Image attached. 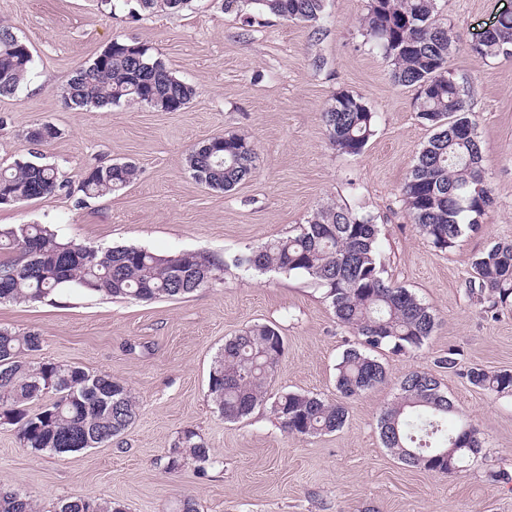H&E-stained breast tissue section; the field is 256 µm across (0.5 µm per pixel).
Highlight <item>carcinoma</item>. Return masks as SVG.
Instances as JSON below:
<instances>
[{
	"instance_id": "cac0c4a2",
	"label": "carcinoma",
	"mask_w": 512,
	"mask_h": 512,
	"mask_svg": "<svg viewBox=\"0 0 512 512\" xmlns=\"http://www.w3.org/2000/svg\"><path fill=\"white\" fill-rule=\"evenodd\" d=\"M145 12L181 10L189 0H137ZM326 0H224V10L252 8L245 23L274 16L315 22ZM437 0H367L362 35L391 62L394 84L417 90L419 117L435 133L420 152L402 187V196L418 231L440 250L453 249L465 231L479 228L492 205L484 182L478 119L464 87L451 68L456 36L438 18ZM480 59L512 55V14L470 45ZM32 65L28 45L8 25H0V96L14 94ZM196 89L177 77L151 48L136 39L114 40L107 50L76 68L64 92L73 110L145 104L159 112H177ZM330 145L339 153L360 154L373 135L376 113L362 97L338 92L322 112ZM60 132L50 124L27 133L36 145ZM251 141L238 134L201 142L188 158L193 178L210 189L230 191L255 169ZM131 162L98 165L85 174L88 197L119 192L137 179ZM58 170L20 158L0 169V205L44 198L63 189ZM17 258L0 262V303H35L78 290L112 299L185 298L220 279L230 265L257 271L299 274L317 281L337 321L358 337L338 363L334 402L317 395L285 392L270 411L291 436L332 433L348 418V401L387 379L382 363L371 355L386 348L393 354L421 349L432 335L436 317L431 307L385 276L379 259V230L373 215L341 205L322 207L293 233L219 263L201 252L162 255L137 247H87L64 241L41 224L0 228V250ZM470 292L492 305L512 297V242L489 245L471 262ZM42 336L0 328V424L14 428L21 447L62 455L112 442L138 415L126 384L110 374L93 373L75 364H31ZM284 352L279 328L255 324L225 340L209 374V395L226 420L249 416L266 399V386ZM472 385L501 394L512 393V372L472 368ZM400 393L380 417L383 445L411 467L450 474V467L478 460L483 442L464 414L448 428L456 409L436 377L413 371L399 383ZM213 462L211 448L192 428L180 431L164 472L190 466L199 471ZM0 512H37L30 496L0 486ZM58 512H124L111 500L73 496Z\"/></svg>"
}]
</instances>
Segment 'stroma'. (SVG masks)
<instances>
[{
	"label": "stroma",
	"mask_w": 512,
	"mask_h": 512,
	"mask_svg": "<svg viewBox=\"0 0 512 512\" xmlns=\"http://www.w3.org/2000/svg\"><path fill=\"white\" fill-rule=\"evenodd\" d=\"M366 0H327L316 24L269 18L245 26L224 0H192L182 11L135 13V0L110 9L101 0H0V23L25 41L27 80L0 97V166L28 152L54 165L64 189L0 207V227L41 224L84 246H135L158 254L204 252L216 260L286 236L316 209L346 205L373 214L392 282L437 315L422 349L375 358L387 383L348 404L344 426L288 436L269 405L240 422L224 420L208 395L211 364L225 339L256 324L277 325L284 353L267 386L337 399L336 366L357 338L340 326L323 290L302 275L229 268L222 281L182 299L142 302L73 292L53 302L0 304V327L39 332L33 362L76 364L129 385L139 414L111 444L62 456L21 448L0 426V484L56 512L76 495L120 502L126 512H173L184 496L198 512H512V394L473 386L466 373L512 371V304L493 308L470 294V262L495 240H512V56L471 53L477 35L512 0H440L457 37L452 55L478 117L485 182L494 204L478 232L452 250L420 235L401 195L434 130L420 119L416 90L393 84L391 65L365 43ZM148 44L173 74L196 89L177 112L144 104L73 110L63 93L73 70L113 39ZM339 92L362 96L377 114L362 154L336 152L321 113ZM49 122L61 132L46 145L25 134ZM236 133L254 144V173L229 192L197 183L188 157L199 143ZM132 162L137 180L89 198L85 173ZM458 365L435 359L448 350ZM411 371L434 374L442 391L479 429L473 465L448 474L411 467L385 448L382 411ZM194 428L212 448L205 471L169 475L166 455L179 432Z\"/></svg>",
	"instance_id": "35a3bbf8"
}]
</instances>
